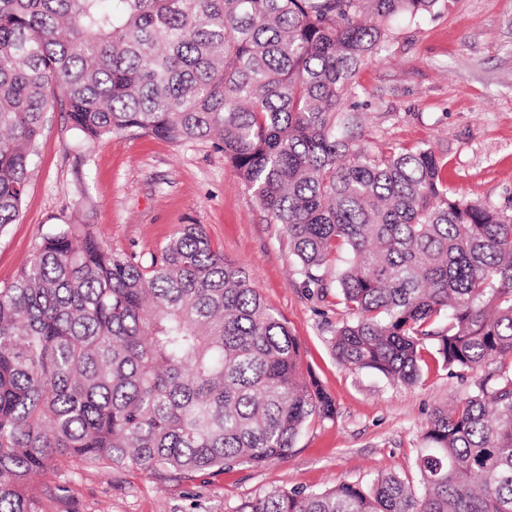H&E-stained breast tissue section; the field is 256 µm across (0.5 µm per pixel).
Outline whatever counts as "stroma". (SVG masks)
Returning <instances> with one entry per match:
<instances>
[{
	"label": "stroma",
	"mask_w": 512,
	"mask_h": 512,
	"mask_svg": "<svg viewBox=\"0 0 512 512\" xmlns=\"http://www.w3.org/2000/svg\"><path fill=\"white\" fill-rule=\"evenodd\" d=\"M393 27L386 50L358 73L366 139L430 145L455 198L512 206V0H447L434 16ZM74 136L65 113H48L19 219L0 232V286L55 224L93 225L114 251L144 255L181 225H203L286 322L336 416L309 421L286 457L260 468L152 477L65 464L34 481L47 512H241L273 490L309 493L415 475L429 417L465 398L472 374L433 366L418 383L401 385L341 364L329 340L346 312L334 297L320 300L302 287L281 225L270 223L215 144L128 131L80 148Z\"/></svg>",
	"instance_id": "stroma-1"
}]
</instances>
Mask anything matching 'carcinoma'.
<instances>
[{
	"mask_svg": "<svg viewBox=\"0 0 512 512\" xmlns=\"http://www.w3.org/2000/svg\"><path fill=\"white\" fill-rule=\"evenodd\" d=\"M445 0H0V232L44 115L81 142L141 131L224 151L296 273L352 319L343 365L414 384L431 357L474 390L426 424L413 484L388 473L243 512H512V211L451 196L431 146L364 143L360 68ZM332 398L204 227L149 255L55 224L0 286V512H44L66 461L148 475L288 455Z\"/></svg>",
	"mask_w": 512,
	"mask_h": 512,
	"instance_id": "1",
	"label": "carcinoma"
}]
</instances>
